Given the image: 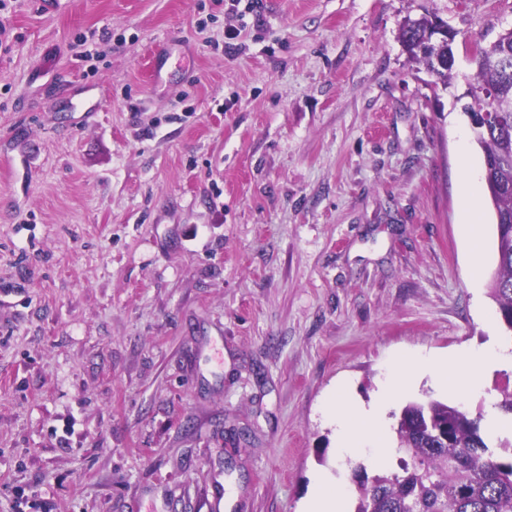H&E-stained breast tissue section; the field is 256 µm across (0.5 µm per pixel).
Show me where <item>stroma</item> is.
Instances as JSON below:
<instances>
[{
	"label": "stroma",
	"instance_id": "obj_1",
	"mask_svg": "<svg viewBox=\"0 0 512 512\" xmlns=\"http://www.w3.org/2000/svg\"><path fill=\"white\" fill-rule=\"evenodd\" d=\"M6 0L0 22V512H304L355 490L324 407L397 353L512 345L483 153L458 100L512 0ZM448 25L457 77L404 50ZM238 29L226 43V29ZM167 50L151 76L155 48ZM512 369L463 399L495 413ZM437 20H432L427 17H421L419 19H408L405 21L400 30V40L409 54V56L416 62L422 63L427 70L433 69L437 67L436 65V57H439L442 60L448 59V63L450 61V55L448 52V43L451 40V32L448 30V43H438V47L440 48V54H437L436 47L431 48L430 50L421 51L420 50V39L425 35L426 31L432 28L434 25L438 24ZM440 59L437 58L438 63H440ZM454 68L448 69V66L437 67V75L435 76L436 80L440 82L443 86H448L454 78L453 73ZM475 180L471 176V174L466 170L464 177V185L463 191L465 195V222L464 224L466 232L474 236L475 250L479 251V236H478V227L480 224L479 212L476 206V197H475ZM305 512H347L345 494L342 490L321 481L308 503V510Z\"/></svg>",
	"mask_w": 512,
	"mask_h": 512
}]
</instances>
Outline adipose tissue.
Returning <instances> with one entry per match:
<instances>
[{
	"label": "adipose tissue",
	"instance_id": "ef3b65f1",
	"mask_svg": "<svg viewBox=\"0 0 512 512\" xmlns=\"http://www.w3.org/2000/svg\"><path fill=\"white\" fill-rule=\"evenodd\" d=\"M512 365V356L499 351L494 344L476 350L467 356L427 355L394 358L381 385L378 398L364 405L350 400L344 391H337L326 407V415L336 426L340 446L351 451L371 446L386 450L387 438L384 419L389 405L397 398L402 386L421 373L431 374L437 383L447 385L460 373H467L470 381L485 372Z\"/></svg>",
	"mask_w": 512,
	"mask_h": 512
}]
</instances>
